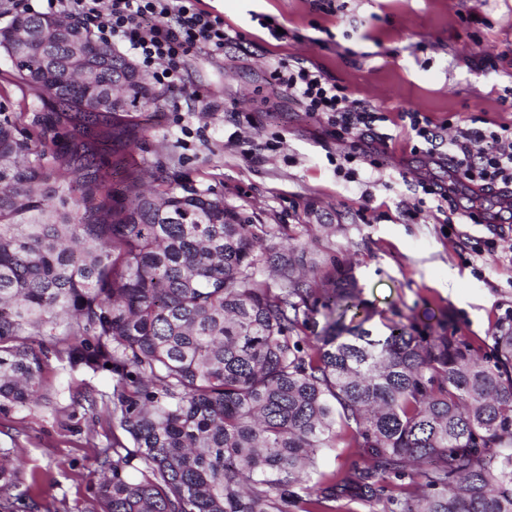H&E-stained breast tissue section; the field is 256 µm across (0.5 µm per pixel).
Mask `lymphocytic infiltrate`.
Returning a JSON list of instances; mask_svg holds the SVG:
<instances>
[{"instance_id":"lymphocytic-infiltrate-1","label":"lymphocytic infiltrate","mask_w":512,"mask_h":512,"mask_svg":"<svg viewBox=\"0 0 512 512\" xmlns=\"http://www.w3.org/2000/svg\"><path fill=\"white\" fill-rule=\"evenodd\" d=\"M47 10L92 25L104 46L121 44L153 74L160 86L184 91V59L191 51H222L234 41L220 16L201 8V0H46ZM278 89L311 116L327 120L328 131L348 143L343 159L350 164L373 145H387L385 125L406 128L414 152L452 170L456 180L476 186L484 195L512 193V125L470 116L451 136L423 112L390 114L352 98L322 70L282 60L271 72Z\"/></svg>"}]
</instances>
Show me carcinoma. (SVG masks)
I'll return each instance as SVG.
<instances>
[{"instance_id": "carcinoma-1", "label": "carcinoma", "mask_w": 512, "mask_h": 512, "mask_svg": "<svg viewBox=\"0 0 512 512\" xmlns=\"http://www.w3.org/2000/svg\"><path fill=\"white\" fill-rule=\"evenodd\" d=\"M57 20L15 14L0 53ZM64 22L0 85V403L45 399L34 336L72 369L111 365L96 417L123 437L98 458L101 512H512V308L480 352L412 320L375 333L352 269L308 276L288 225L152 172L112 189V120L149 124L162 93ZM74 41L100 63L89 92ZM338 428L356 453L326 474ZM14 476L0 449V494Z\"/></svg>"}]
</instances>
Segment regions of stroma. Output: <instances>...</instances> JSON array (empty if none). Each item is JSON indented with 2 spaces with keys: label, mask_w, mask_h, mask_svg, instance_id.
<instances>
[{
  "label": "stroma",
  "mask_w": 512,
  "mask_h": 512,
  "mask_svg": "<svg viewBox=\"0 0 512 512\" xmlns=\"http://www.w3.org/2000/svg\"><path fill=\"white\" fill-rule=\"evenodd\" d=\"M235 33L223 56L190 53L182 109L163 94L148 129L119 119L112 147L138 166L209 186L256 224H303L318 269L351 265L381 329L393 312L418 324L447 322L481 347L512 307V232L495 252L475 254L484 224L446 233L443 216L408 209L419 181L448 173L413 152L404 130L338 174L345 152L326 124L275 92L278 61L313 64L353 98L386 112L417 111L438 123L481 116L512 123V0H203ZM267 17L286 36L271 37ZM202 139L180 142L182 126ZM332 224L335 235L323 233ZM32 345L48 356L50 404L0 407V448L15 458L12 512H99L97 456L113 427L85 398L112 394L109 372L70 370L57 337Z\"/></svg>",
  "instance_id": "35a3bbf8"
}]
</instances>
